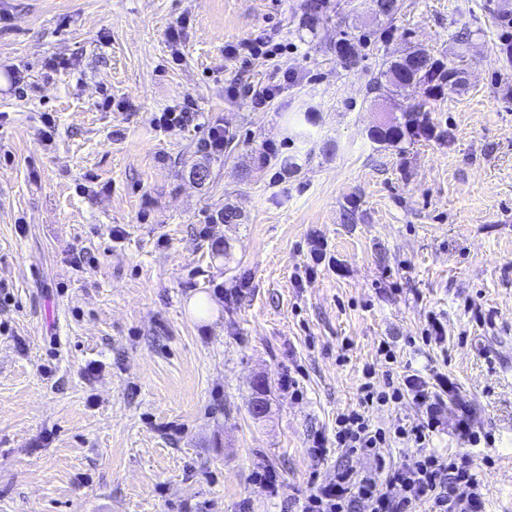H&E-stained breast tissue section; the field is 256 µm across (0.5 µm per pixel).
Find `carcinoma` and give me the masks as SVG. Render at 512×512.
Here are the masks:
<instances>
[{
    "label": "carcinoma",
    "instance_id": "obj_1",
    "mask_svg": "<svg viewBox=\"0 0 512 512\" xmlns=\"http://www.w3.org/2000/svg\"><path fill=\"white\" fill-rule=\"evenodd\" d=\"M326 0H308L307 11L303 18V26L308 30L316 29L320 16L325 8ZM336 56L341 62L353 68L357 64L354 43L349 35L336 41ZM459 71L452 65H445L434 60L422 49H409L394 59L382 60L379 69L369 83V91L376 98L394 100L401 90L412 86L427 85L432 87L440 80L454 81ZM425 102L407 106L402 110L401 120L381 124L372 130V139L377 143L397 146L404 140L427 138L432 130L429 126L428 112Z\"/></svg>",
    "mask_w": 512,
    "mask_h": 512
}]
</instances>
